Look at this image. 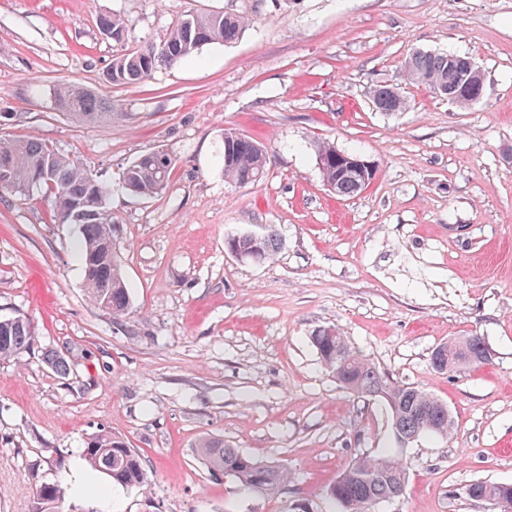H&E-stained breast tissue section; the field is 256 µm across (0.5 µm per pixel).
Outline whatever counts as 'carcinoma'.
<instances>
[{
  "label": "carcinoma",
  "instance_id": "1",
  "mask_svg": "<svg viewBox=\"0 0 512 512\" xmlns=\"http://www.w3.org/2000/svg\"><path fill=\"white\" fill-rule=\"evenodd\" d=\"M252 17L245 13H191L171 26L165 38L156 45L131 49L113 57L107 70L110 85L138 84L151 78L160 67L171 68L191 59L199 49L212 43H227L240 36ZM102 33L121 42L128 33L126 19L118 14L99 19ZM469 57L455 53L415 51L405 64L408 80L428 89L438 97H448V82L465 80ZM376 109L385 114L406 107L400 89L379 85L371 91ZM58 109L85 121L112 119V99L93 91L66 85L55 93ZM221 152L224 179L236 185L260 181L266 171L267 147L247 135L237 136L226 130ZM319 172L324 185L341 197H353L366 186L356 172L340 174L336 164V146L322 141L315 145ZM174 166L172 156L164 151L145 153L136 158L122 174L125 188L140 196L163 192ZM52 195L53 216L62 224H76L82 234L81 261L84 287L88 296L106 309L112 318L128 316L130 295L126 287L119 257L109 258V248L115 241L116 224L107 206L109 188L78 162L59 154L37 137L0 139V190L27 197L36 190ZM229 249L250 252L257 249L258 260L274 258L281 240L274 231L261 235L255 242L249 233L233 235L225 240ZM38 341L35 323L25 317L0 318V361L16 359ZM322 364L336 382L366 400L382 398L386 393L398 409L392 421L398 424L396 436L418 437L425 433L446 436L453 427L448 418V406L416 386L400 384L389 378L367 359L353 351L344 336L332 328L317 331L311 337ZM448 356L465 360L482 354L477 340L466 350H459L455 341L444 343ZM124 438L102 432L90 438L83 449V459L94 471L125 486L145 488L149 485L141 454L136 449L126 451ZM198 457L209 473H218L236 480L246 492L267 495L277 492L290 479L288 467L274 466L270 460H260L214 437L198 441ZM406 485L405 467L395 456L374 458L360 454L351 459L344 471L329 487L327 495L341 512H371L378 502L396 498ZM464 494L476 501L495 505L503 498L512 499V484L478 480L464 489ZM35 512H64V492L55 483H45L36 492Z\"/></svg>",
  "mask_w": 512,
  "mask_h": 512
}]
</instances>
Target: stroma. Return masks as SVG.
<instances>
[{
  "label": "stroma",
  "instance_id": "stroma-1",
  "mask_svg": "<svg viewBox=\"0 0 512 512\" xmlns=\"http://www.w3.org/2000/svg\"><path fill=\"white\" fill-rule=\"evenodd\" d=\"M241 10L253 22L237 40L139 84L105 83L123 47L159 43L182 15ZM112 12L125 43L98 27ZM417 50L471 57L482 101L459 107L410 83ZM66 84L102 91L114 119L58 111ZM388 84L407 100L392 115L369 101ZM228 129L267 147L258 183L225 181ZM24 135L111 186L131 312L115 322L88 297L77 225L0 192V317L39 332L0 362V512H34L45 483L65 490L67 512H339L326 490L361 453L407 472L403 496L372 512H493L464 489L512 483V0H0V138ZM318 141L374 161V182L336 197ZM156 150L175 161L167 189L129 193L124 169ZM270 227L274 259L225 246ZM327 327L447 404L451 433L401 443L386 402L322 365L311 336ZM453 336L483 337L488 362L434 372L432 350ZM103 430L151 477L145 491L115 486L111 506L68 482ZM207 436L286 465L287 487L262 497L211 476L196 454Z\"/></svg>",
  "mask_w": 512,
  "mask_h": 512
}]
</instances>
